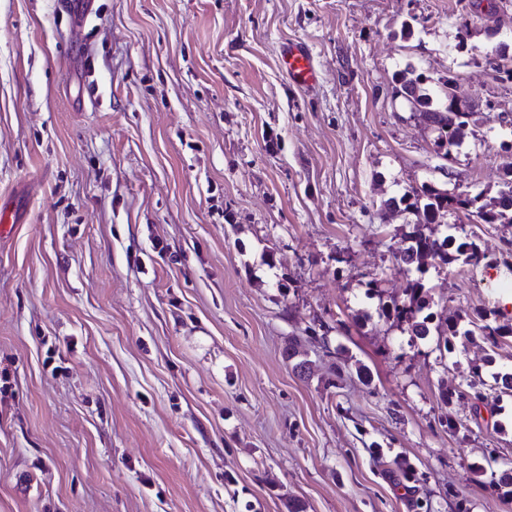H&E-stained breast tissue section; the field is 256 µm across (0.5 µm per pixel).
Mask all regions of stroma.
I'll return each mask as SVG.
<instances>
[{
  "instance_id": "stroma-1",
  "label": "stroma",
  "mask_w": 512,
  "mask_h": 512,
  "mask_svg": "<svg viewBox=\"0 0 512 512\" xmlns=\"http://www.w3.org/2000/svg\"><path fill=\"white\" fill-rule=\"evenodd\" d=\"M60 3L0 0V512H512V336L448 354L378 314L417 222L387 200L487 203L512 167V0ZM408 63L476 105L452 167ZM490 275L423 279L510 322ZM281 68L291 84L308 90L319 82L320 72L311 48L299 40L284 43L280 50Z\"/></svg>"
}]
</instances>
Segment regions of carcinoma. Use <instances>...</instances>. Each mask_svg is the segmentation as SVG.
<instances>
[{
    "label": "carcinoma",
    "instance_id": "1",
    "mask_svg": "<svg viewBox=\"0 0 512 512\" xmlns=\"http://www.w3.org/2000/svg\"><path fill=\"white\" fill-rule=\"evenodd\" d=\"M396 81L399 84L397 93L406 100L412 111L421 115L431 114L437 119L436 144L444 149L441 158L446 161V166H451L456 161V150L462 145L465 130L474 116L472 104L450 97V88L454 85L451 78L447 80L445 90L439 93L431 91L428 87L431 79L411 65L397 74ZM506 191L512 193V169L505 172L498 196L488 205L479 203V194L471 197L439 191L427 185L398 200L390 199L386 205L395 207L400 202L407 203V208L417 215L420 224H439L442 218L453 212H462L466 218L474 217L483 224H512V203H501V194ZM430 259H437L444 265L461 259L464 264L474 268H494L504 280L512 279L511 249H506L505 254L499 257H490L466 235L449 234L440 240L416 229L410 235V244L405 253L397 262L408 274L414 271L422 273ZM406 294L408 300L401 304L394 299L380 304L379 316H393L406 323L411 335L417 339H426L431 331H436L439 336L437 343L443 344L448 352L454 349L453 338L457 336L466 338L479 334L492 342L497 341L499 336H512V324L493 326L487 322L486 312L468 317L469 328L465 330L460 329V322L455 320L436 321L438 314L431 311L430 289L420 277L408 279Z\"/></svg>",
    "mask_w": 512,
    "mask_h": 512
}]
</instances>
